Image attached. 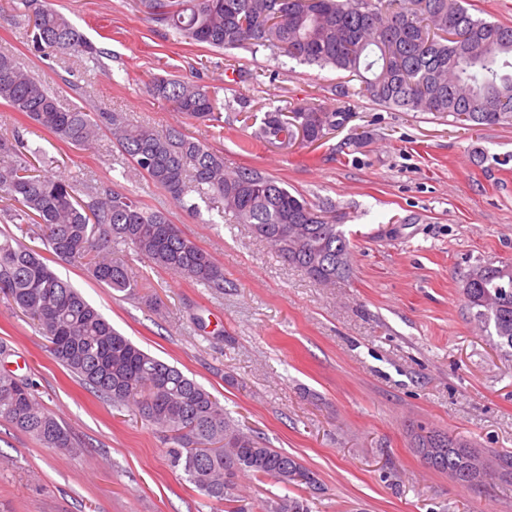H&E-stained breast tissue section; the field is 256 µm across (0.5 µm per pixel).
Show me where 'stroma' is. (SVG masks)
Instances as JSON below:
<instances>
[{
	"mask_svg": "<svg viewBox=\"0 0 512 512\" xmlns=\"http://www.w3.org/2000/svg\"><path fill=\"white\" fill-rule=\"evenodd\" d=\"M104 53L103 67L35 51L23 17L0 14V50L64 101L102 106L132 122L182 124L230 167L268 173L291 192L346 211L352 273L325 287L288 265L217 210L193 216L136 174L108 136L88 150L57 140L0 105V132L41 147L47 170L90 187L112 183L168 210L224 267V290L182 281L112 246L137 276L138 297L59 264L112 325L205 386L243 428L317 474L312 512H512V484L463 487L413 452L408 423L433 426L477 449L512 455V356L478 326L462 294L469 267L512 262V125L465 130L357 93L345 74L274 55L191 44L149 19L137 0H52ZM200 78L224 105V131L183 123L153 97L154 78ZM350 121L316 148L254 145L267 112L338 105ZM369 131L370 140L351 137ZM4 365L30 378L72 447L46 448L0 421V512H230L210 506L172 466L168 443L127 409L104 403L53 358L48 342L0 301Z\"/></svg>",
	"mask_w": 512,
	"mask_h": 512,
	"instance_id": "35a3bbf8",
	"label": "stroma"
}]
</instances>
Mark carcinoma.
Returning a JSON list of instances; mask_svg holds the SVG:
<instances>
[{"mask_svg": "<svg viewBox=\"0 0 512 512\" xmlns=\"http://www.w3.org/2000/svg\"><path fill=\"white\" fill-rule=\"evenodd\" d=\"M140 9L184 40L224 50L261 48L300 64L331 67L359 81L358 94L387 109L450 117L472 129L512 125V26L478 18L465 0H139ZM28 17L39 52L100 63L102 51L48 0H11ZM458 36L452 41L448 34ZM187 121L224 127L216 94L198 82L157 77L149 85ZM0 103L79 149L101 133L178 207L201 214L220 200L222 214L247 226L288 264L331 284L351 273V248L331 203L293 194L256 169H233L224 154L177 127L133 123L120 112L65 105L57 92L13 54L0 51ZM346 106L298 104L267 113L254 137L268 144L313 145L345 126ZM42 150L0 133L3 220L34 227L42 246L0 230V297L50 342L56 362L115 408H131L165 434L171 458L210 502L231 496L242 473L284 487L319 489L296 457L246 432L204 386L147 353L90 304L51 264L87 267L97 283L128 296L138 280L112 257L124 243L147 263L224 292V266L185 236L167 212L127 188L79 196L80 183L40 169ZM462 294L495 345L512 352V263L472 266ZM0 420L46 448H71L68 430L35 397L28 379L0 370ZM416 456L460 485L512 481V455L479 451L466 440L422 424L407 429ZM237 512H310L308 500L272 495Z\"/></svg>", "mask_w": 512, "mask_h": 512, "instance_id": "1", "label": "carcinoma"}]
</instances>
